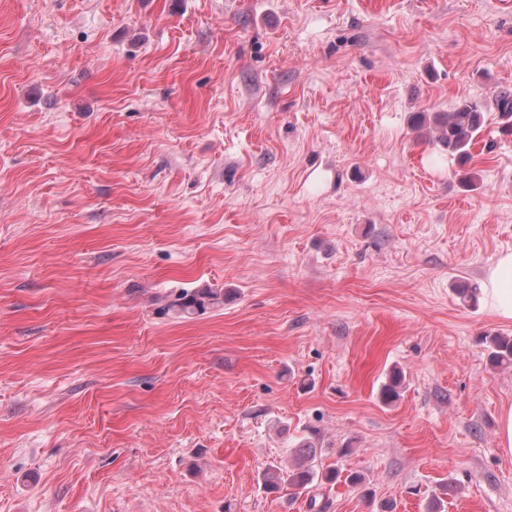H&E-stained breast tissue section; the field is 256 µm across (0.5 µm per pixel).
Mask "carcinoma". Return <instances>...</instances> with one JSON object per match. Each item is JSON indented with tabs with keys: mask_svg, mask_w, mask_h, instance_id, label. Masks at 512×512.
<instances>
[{
	"mask_svg": "<svg viewBox=\"0 0 512 512\" xmlns=\"http://www.w3.org/2000/svg\"><path fill=\"white\" fill-rule=\"evenodd\" d=\"M495 104L501 117L512 119L511 88H502L496 95ZM483 111L482 102L463 98L450 112L416 113L412 117V125L417 129H428L431 137L448 150V154L457 157L464 164L470 159V149L475 144L483 124ZM222 303L224 293L212 288H202L182 293L167 305V310L180 317H190L202 315ZM485 342L488 344L489 359L493 366L512 365L511 336L489 335L485 337ZM403 382L404 376L401 372H392L380 388L381 402L389 405L397 401ZM317 454L318 449L309 443L294 449L293 463L285 468L271 467L262 473L264 488L269 492L279 493L288 489L303 490L315 482L322 486L337 481V471H320L316 464Z\"/></svg>",
	"mask_w": 512,
	"mask_h": 512,
	"instance_id": "carcinoma-1",
	"label": "carcinoma"
}]
</instances>
